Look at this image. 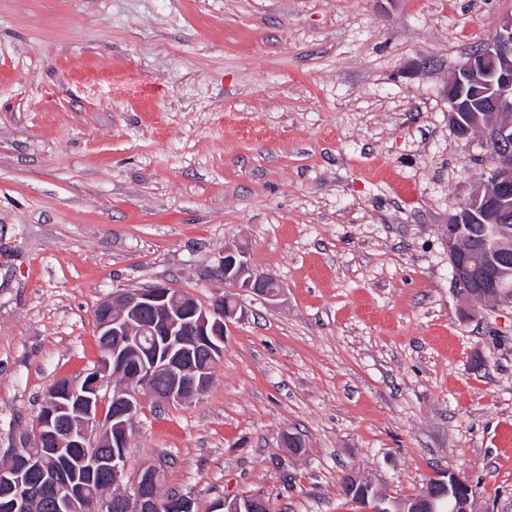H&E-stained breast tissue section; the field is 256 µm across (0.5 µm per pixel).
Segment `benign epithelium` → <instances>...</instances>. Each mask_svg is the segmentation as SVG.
Returning a JSON list of instances; mask_svg holds the SVG:
<instances>
[{"label": "benign epithelium", "instance_id": "obj_1", "mask_svg": "<svg viewBox=\"0 0 512 512\" xmlns=\"http://www.w3.org/2000/svg\"><path fill=\"white\" fill-rule=\"evenodd\" d=\"M448 100V123L455 134L466 137L480 131L486 150L499 149L493 163L484 169L483 187L471 194L448 215V261L461 301L473 308L490 303L512 309V275L497 260L501 248V225L512 220V153L501 150L512 142V15L502 17L488 45L470 55L457 69L444 90ZM224 283L274 300L282 285L273 276L252 270L238 252L228 250L219 264ZM151 320L140 318L143 311ZM244 314L241 305H224L219 297L210 305L196 302L167 284H154L134 291L115 292L95 312L97 335L106 347V356L90 371L56 381L55 398L43 404L37 419L40 446L55 454H69L79 448L90 467L104 466L118 484L127 477L126 457L103 460L93 448H122L130 441V429L141 405L139 388L112 387L110 367L128 370L129 381L147 384L153 371L164 370L170 387L164 402L183 401L202 391L209 377L193 366L194 351L213 352L223 341L231 319ZM151 336L156 349L166 350L163 360L126 366V355L137 349L132 336ZM194 337L187 345L184 337ZM112 407V415L102 408ZM33 461L20 448H12L7 462L0 465V488L4 512H29L37 500L29 474ZM162 468L141 467L125 490L118 512H156L160 500ZM43 491L54 498L58 512L82 506L93 512H107L102 495L87 497L86 489L63 467L39 479ZM448 488V512H474L471 482L448 473L426 486L420 497L397 504L384 495H360L362 512H441L442 497L436 487Z\"/></svg>", "mask_w": 512, "mask_h": 512}]
</instances>
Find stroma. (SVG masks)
<instances>
[{
    "instance_id": "35a3bbf8",
    "label": "stroma",
    "mask_w": 512,
    "mask_h": 512,
    "mask_svg": "<svg viewBox=\"0 0 512 512\" xmlns=\"http://www.w3.org/2000/svg\"><path fill=\"white\" fill-rule=\"evenodd\" d=\"M512 0H0V452L164 283L245 308L208 388L142 395L128 470L196 512H360L468 477L512 512V311L465 313L444 226L479 186L443 89ZM426 57L432 68L412 70ZM283 285H226L225 250ZM299 436L300 451L281 436Z\"/></svg>"
}]
</instances>
